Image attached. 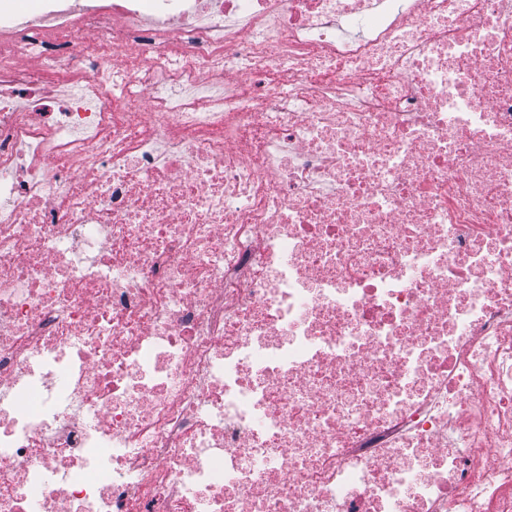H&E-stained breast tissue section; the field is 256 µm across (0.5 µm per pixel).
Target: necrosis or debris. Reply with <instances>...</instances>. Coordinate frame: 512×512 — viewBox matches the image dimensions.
I'll use <instances>...</instances> for the list:
<instances>
[{
    "instance_id": "necrosis-or-debris-1",
    "label": "necrosis or debris",
    "mask_w": 512,
    "mask_h": 512,
    "mask_svg": "<svg viewBox=\"0 0 512 512\" xmlns=\"http://www.w3.org/2000/svg\"><path fill=\"white\" fill-rule=\"evenodd\" d=\"M0 512H512V0H0Z\"/></svg>"
}]
</instances>
